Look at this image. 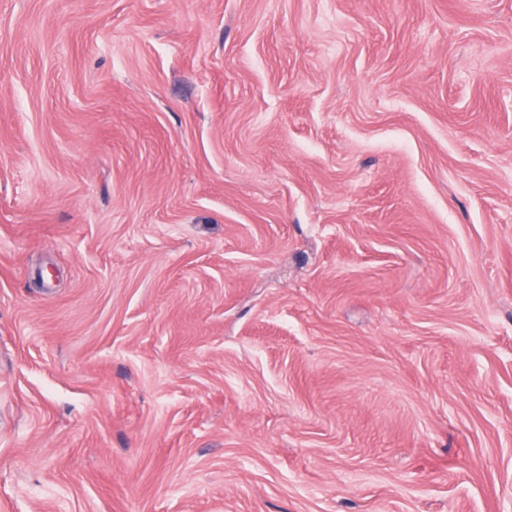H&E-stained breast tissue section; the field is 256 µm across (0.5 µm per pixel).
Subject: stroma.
Instances as JSON below:
<instances>
[{"label":"stroma","mask_w":512,"mask_h":512,"mask_svg":"<svg viewBox=\"0 0 512 512\" xmlns=\"http://www.w3.org/2000/svg\"><path fill=\"white\" fill-rule=\"evenodd\" d=\"M0 512H512V0H0Z\"/></svg>","instance_id":"1"}]
</instances>
